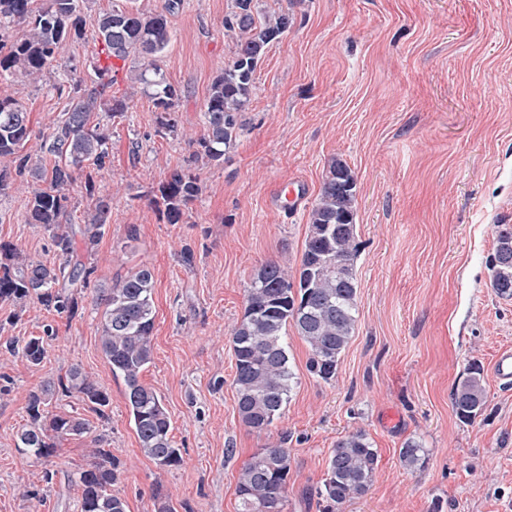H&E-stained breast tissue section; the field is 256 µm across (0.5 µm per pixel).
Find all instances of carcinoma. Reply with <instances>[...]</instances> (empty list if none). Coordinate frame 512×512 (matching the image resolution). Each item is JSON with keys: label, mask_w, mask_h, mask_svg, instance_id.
I'll use <instances>...</instances> for the list:
<instances>
[{"label": "carcinoma", "mask_w": 512, "mask_h": 512, "mask_svg": "<svg viewBox=\"0 0 512 512\" xmlns=\"http://www.w3.org/2000/svg\"><path fill=\"white\" fill-rule=\"evenodd\" d=\"M181 0H163L158 10L141 11L118 4L100 13L89 30L84 0H0V78L22 75L39 81L47 65L62 56L67 44L92 39L108 55L133 60L131 92L112 94L109 68L94 67L92 85L72 79L61 116L49 131L33 136L29 112L16 99L0 97V196L15 184L27 185L30 198L25 221L48 234L56 261L27 255L10 242H0V302L24 307L30 301L72 318L78 310L74 290L91 287L93 268L75 258V237L89 248L105 234L112 197L97 191V175L109 161L111 120L123 116L139 91L146 94L160 116V132L177 130L176 113L182 90L170 83L158 64L171 35L168 16ZM26 24L24 33L11 40L1 31L13 23ZM290 18L281 12L259 18L254 0H234L224 15V30L233 36L231 59L214 78L203 102V133L189 142L192 151L183 164L171 169L159 183L153 203L167 223L183 221L200 192L199 170L224 162L226 149L243 131L242 112L250 99L254 74L270 43L288 32ZM30 149L25 146L32 140ZM84 175L85 194L94 203L81 225L73 223L70 189L76 174ZM354 178L341 160L331 163L318 198L309 212L297 280L275 261L261 264L246 288L245 311L231 331L235 360L233 385L236 409L246 427L270 430L287 405L295 385L288 356L287 327L293 324L309 347L307 371L329 383L336 378L341 353L354 332L358 295L354 266L358 257ZM490 285L502 298H512V225L500 224L489 261ZM102 310L101 347L112 374L123 379L130 422L144 454L162 467L182 462L180 449L170 439L171 422L157 393L143 385L141 373L152 359L154 327L153 280L140 268L108 286L97 287ZM6 351L31 365L43 362L44 338L31 336L10 342ZM77 396L104 415L107 390L81 368H70L58 383H47L29 395V428L19 435L18 448L35 462L53 455L63 440L89 432V423L70 413L48 410L57 395ZM481 367L473 363L469 375L453 390L456 416L471 423L486 404ZM279 443L255 452L237 482L239 512H285L288 502L290 453ZM90 450L92 462L77 484L82 490V512H126L125 502L112 492L118 464L111 451ZM425 456L422 443L410 439L399 451L401 465L415 469ZM378 450L367 434L357 430L336 441L325 478L316 489L322 512H337L343 504L365 495L372 484Z\"/></svg>", "instance_id": "carcinoma-1"}]
</instances>
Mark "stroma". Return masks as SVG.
Instances as JSON below:
<instances>
[{
	"instance_id": "stroma-1",
	"label": "stroma",
	"mask_w": 512,
	"mask_h": 512,
	"mask_svg": "<svg viewBox=\"0 0 512 512\" xmlns=\"http://www.w3.org/2000/svg\"><path fill=\"white\" fill-rule=\"evenodd\" d=\"M260 15L288 10L294 23L268 47L224 161L200 172L201 193L169 224L152 202L167 172L203 132L208 88L231 56L224 16L233 0H182L169 18L159 64L183 91L178 132L157 131L151 99L136 94L112 126L111 164L97 177L112 215L92 250L95 284L148 268L154 285L152 360L141 375L161 397L183 463L146 457L130 421L126 386L101 349V313L85 290L73 318L28 303L19 317L0 303V345L42 335L31 365L0 349V512H81L72 477L101 439L120 462L115 492L127 512H151L152 496L176 512H237L236 486L258 450L287 436L286 512H322L314 494L336 441L365 431L379 454L369 491L340 512H512V387L487 378V404L472 423L451 395L471 363L490 370L512 349V299L497 296L487 264L496 227L512 224V0H255ZM65 79H0L47 130ZM357 180L358 318L331 383L310 376L309 348L287 336L297 383L271 430L238 417L230 330L261 264L296 273L308 213L333 160ZM303 179L306 201L287 214L274 184ZM21 187L0 198V241L53 257L48 235L24 221ZM110 394L104 415L78 397L54 401L91 424L53 457L21 454L28 395L70 367ZM423 443L421 467H402L407 439Z\"/></svg>"
}]
</instances>
